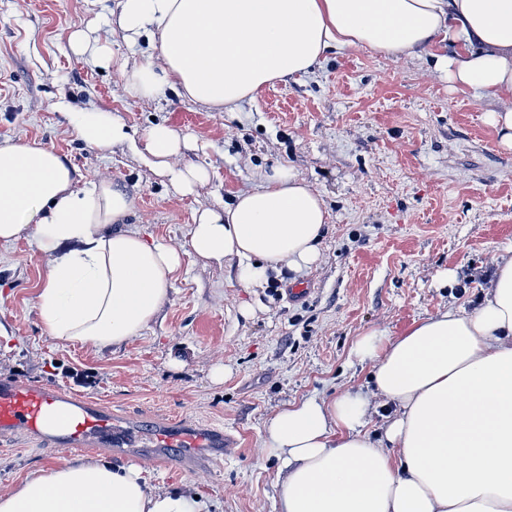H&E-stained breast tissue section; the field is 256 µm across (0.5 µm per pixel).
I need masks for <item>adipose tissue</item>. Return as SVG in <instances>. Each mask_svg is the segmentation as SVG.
I'll use <instances>...</instances> for the list:
<instances>
[{
    "instance_id": "ef3b65f1",
    "label": "adipose tissue",
    "mask_w": 512,
    "mask_h": 512,
    "mask_svg": "<svg viewBox=\"0 0 512 512\" xmlns=\"http://www.w3.org/2000/svg\"><path fill=\"white\" fill-rule=\"evenodd\" d=\"M130 45L159 42L163 67L123 69L135 100L168 92L233 112L275 80L307 73L328 50L367 47L414 57L448 43L436 63L452 88L488 100L500 146L512 149V0H119ZM88 146L129 141L96 108L54 103ZM185 140L158 124L151 165L182 195L205 170L173 166ZM121 187L86 180L53 149L0 144V244L35 240L48 254L37 307L48 337L104 351L157 316L181 266L175 249L128 224ZM329 213L295 171L278 167L219 210L194 215L192 252L237 259V278L262 286L270 271L314 264ZM393 411L382 440L359 393L288 404L266 427L284 474L278 512H512V255L496 264L479 306H452L400 336L371 331L353 348ZM0 512H209L179 489L150 486L136 465L81 458L0 493Z\"/></svg>"
}]
</instances>
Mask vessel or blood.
<instances>
[{
	"label": "vessel or blood",
	"mask_w": 512,
	"mask_h": 512,
	"mask_svg": "<svg viewBox=\"0 0 512 512\" xmlns=\"http://www.w3.org/2000/svg\"><path fill=\"white\" fill-rule=\"evenodd\" d=\"M25 434L53 447H89L127 452L158 466L205 471L233 454V435L188 423L156 427L146 445L137 444L127 423L114 418L97 401L66 395L37 385L0 380V437Z\"/></svg>",
	"instance_id": "b4317fda"
}]
</instances>
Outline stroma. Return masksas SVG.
<instances>
[{"label":"stroma","mask_w":512,"mask_h":512,"mask_svg":"<svg viewBox=\"0 0 512 512\" xmlns=\"http://www.w3.org/2000/svg\"><path fill=\"white\" fill-rule=\"evenodd\" d=\"M118 0H0V144L54 149L90 180L133 198L129 224L171 246L181 270L157 317L123 347L97 351L45 334L36 296L46 258L34 241L0 246V379L98 400L148 434L158 421L218 425L235 455L198 475L144 463L152 486L190 489L210 512H275L282 479L265 428L304 398L359 392L381 435L382 398L371 364L351 349L372 330L395 337L448 306L478 305L497 259L512 250V150L499 146L490 104L451 90L432 56L386 57L369 48L328 54L305 74L276 81L234 112L176 93L138 102L115 67L72 51L73 33L107 45L128 66L112 23ZM95 107L122 122L134 145L87 147L53 104ZM164 124L187 139L173 156L208 177L172 191L149 164L144 136ZM294 169L330 215L318 261L237 280L189 245L194 213L217 209L261 175ZM307 287V297L290 298ZM23 435L0 438V491L70 458Z\"/></svg>","instance_id":"stroma-1"}]
</instances>
